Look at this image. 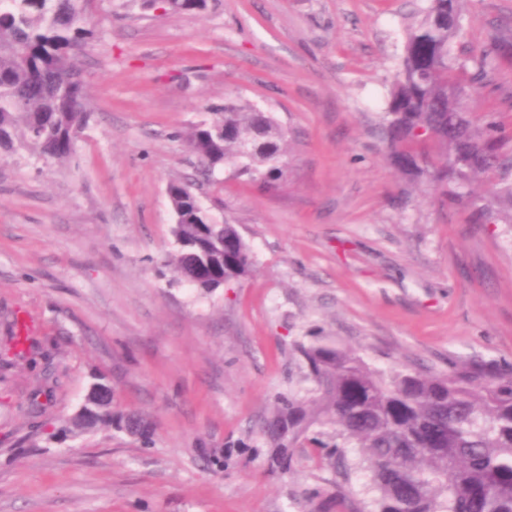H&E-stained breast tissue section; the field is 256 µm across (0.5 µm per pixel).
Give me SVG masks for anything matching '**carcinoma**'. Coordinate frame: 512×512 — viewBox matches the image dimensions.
<instances>
[{
  "mask_svg": "<svg viewBox=\"0 0 512 512\" xmlns=\"http://www.w3.org/2000/svg\"><path fill=\"white\" fill-rule=\"evenodd\" d=\"M168 13L200 11L207 0H150ZM92 0H0V148L20 146L68 157L87 112L77 57L93 35ZM459 0H429L407 24L403 54L382 125L388 157L400 171L445 187L479 224L512 223V131L488 112L474 125L466 103L512 62V34L462 53ZM202 172L231 160L261 190L283 176L285 133L253 104L227 103L215 120L186 134ZM250 142L253 152L242 145ZM174 245L164 266L176 280L211 293L249 276L253 257L234 224L218 221L181 179L168 185ZM293 352L309 383L305 394L277 398L262 422L270 469L291 467L293 450L317 448L322 470L370 474L368 501L316 485L308 498L333 501L337 512H512V371L451 362L431 372L403 365L370 367L327 336L298 341ZM100 425L153 444L150 422L112 410V392L91 385L81 412L61 425L68 436Z\"/></svg>",
  "mask_w": 512,
  "mask_h": 512,
  "instance_id": "carcinoma-1",
  "label": "carcinoma"
}]
</instances>
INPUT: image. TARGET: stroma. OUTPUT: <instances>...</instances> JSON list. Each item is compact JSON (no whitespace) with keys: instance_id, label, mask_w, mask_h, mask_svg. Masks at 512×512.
Listing matches in <instances>:
<instances>
[{"instance_id":"stroma-1","label":"stroma","mask_w":512,"mask_h":512,"mask_svg":"<svg viewBox=\"0 0 512 512\" xmlns=\"http://www.w3.org/2000/svg\"><path fill=\"white\" fill-rule=\"evenodd\" d=\"M424 4L95 0L71 155L0 153V512H318L302 494L334 474L307 448L271 474L254 433L303 389L291 344L315 332L380 369L512 367V225L473 223L385 156V95ZM462 8L465 46L512 20V0ZM495 84L470 100L475 123L512 120V65ZM229 99L272 112L288 154L276 191L230 164L196 187L254 259L203 295L158 272L167 187L199 166L186 131ZM96 381L152 421L153 447L109 426L57 437Z\"/></svg>"}]
</instances>
